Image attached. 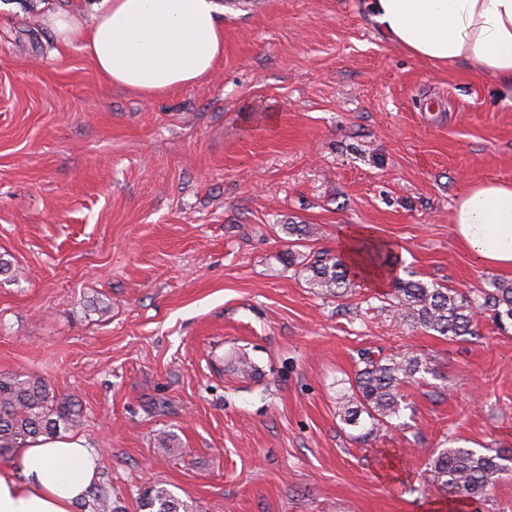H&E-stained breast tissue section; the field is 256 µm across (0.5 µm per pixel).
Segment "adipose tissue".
I'll return each instance as SVG.
<instances>
[{
	"instance_id": "obj_1",
	"label": "adipose tissue",
	"mask_w": 512,
	"mask_h": 512,
	"mask_svg": "<svg viewBox=\"0 0 512 512\" xmlns=\"http://www.w3.org/2000/svg\"><path fill=\"white\" fill-rule=\"evenodd\" d=\"M371 19L409 54L466 64L512 88V0H367ZM221 0H72L43 8L57 45L79 46L108 83L146 95L192 85L224 55ZM459 244L484 266L512 270V182L478 180L451 213ZM369 225L340 229L338 247L367 287L391 274L363 265L357 248ZM19 471L0 469V512H73L97 477L86 439L39 437L19 449Z\"/></svg>"
}]
</instances>
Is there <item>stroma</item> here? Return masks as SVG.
I'll return each instance as SVG.
<instances>
[{"label":"stroma","mask_w":512,"mask_h":512,"mask_svg":"<svg viewBox=\"0 0 512 512\" xmlns=\"http://www.w3.org/2000/svg\"><path fill=\"white\" fill-rule=\"evenodd\" d=\"M223 2L216 70L144 96L0 0V374L79 404L124 512L156 483L193 512H432L436 449L512 453V327L447 340L295 264L368 224L422 281L512 280L450 221L473 180L512 181V93L398 48L364 0ZM288 224L318 233L292 248ZM367 350L433 371L360 443L339 407Z\"/></svg>","instance_id":"stroma-1"}]
</instances>
